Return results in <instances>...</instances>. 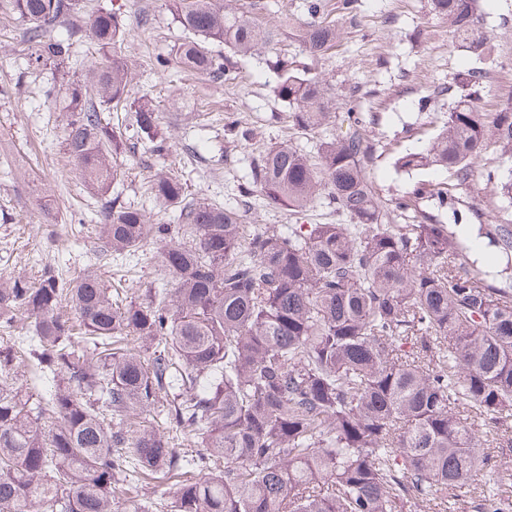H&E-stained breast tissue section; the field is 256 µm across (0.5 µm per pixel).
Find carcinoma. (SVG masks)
<instances>
[{"label": "carcinoma", "mask_w": 512, "mask_h": 512, "mask_svg": "<svg viewBox=\"0 0 512 512\" xmlns=\"http://www.w3.org/2000/svg\"><path fill=\"white\" fill-rule=\"evenodd\" d=\"M166 3L186 33L175 59L214 80L232 73L211 42L246 56L277 33L224 0ZM429 4L472 61L486 56L477 0ZM1 11L24 23L32 66L95 47L90 68L57 91L65 148L104 199L94 228L103 254L134 257L155 243L159 274L135 296L89 269L0 279V325L17 326L0 345V512H409L466 487L478 492L477 512H512V475L488 465L460 412L512 451V285L458 262L455 232L419 207L430 198L462 222L458 194L474 164L490 150L512 159V105L486 113L473 97L484 69L457 72L439 133L395 159L407 173L447 171L445 185L418 181L388 207L356 116L314 157L272 144L240 187L246 203L257 193L294 213L328 198L347 223L252 229L161 167L150 196L178 212L173 233L120 201L119 149L170 150L156 106L129 102L137 69L122 53L126 15L86 18L81 0H0ZM307 12L288 26L317 59L339 30L318 5ZM65 21L69 36L53 37ZM273 68L297 132L331 122L336 96L321 79L285 59ZM130 107L129 121L112 125L111 113ZM483 179L512 204L511 168H487ZM478 236L512 258L511 219L485 213ZM49 377L50 387L22 391ZM150 480L172 484V501L144 498Z\"/></svg>", "instance_id": "obj_1"}]
</instances>
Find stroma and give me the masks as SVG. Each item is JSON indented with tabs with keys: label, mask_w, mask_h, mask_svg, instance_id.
<instances>
[{
	"label": "stroma",
	"mask_w": 512,
	"mask_h": 512,
	"mask_svg": "<svg viewBox=\"0 0 512 512\" xmlns=\"http://www.w3.org/2000/svg\"><path fill=\"white\" fill-rule=\"evenodd\" d=\"M88 12L122 9L130 28L124 52L138 63L132 99L151 97L159 108V126L171 151L159 159L143 148L124 152L123 200L146 208L160 222L176 224L174 211L160 210L146 191L151 171L170 166L194 197L211 198L235 208L234 192L252 157L274 142L292 141L312 153L319 141L345 134L348 113L369 117L365 135L374 150L369 177L382 200L395 199L418 180L445 181L429 170L407 174L395 169L396 153L424 147L436 136L454 98L444 89L468 66L445 24L433 19L429 0H358L353 16H337L341 41L320 59H311L297 37L282 30L276 43L241 56L222 43L214 54L234 67L232 82L215 81L177 66L160 70L185 33L165 0H85ZM482 21L491 38L483 66L488 73L476 93L481 111L512 104V0H480ZM23 25L0 13V276L17 272L38 276L49 265L69 276L100 267L92 231L99 199L86 189L65 150L63 111L53 88L68 68L54 63L27 65ZM310 69L323 78L338 100L332 123L306 135L295 133L290 109L274 93L275 57ZM252 133L246 144L224 133L227 118ZM248 224H339L343 218L329 200L295 214L255 203L243 214Z\"/></svg>",
	"instance_id": "stroma-1"
}]
</instances>
